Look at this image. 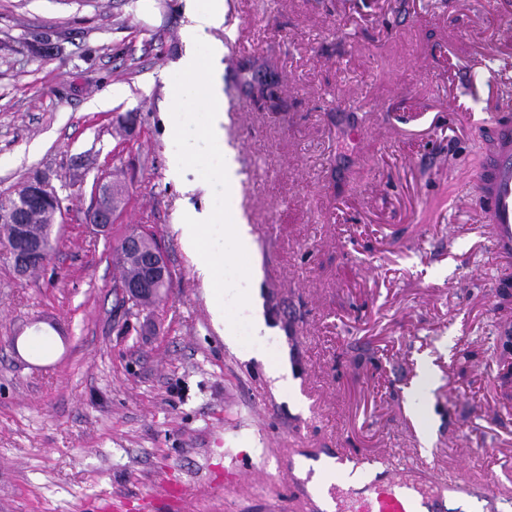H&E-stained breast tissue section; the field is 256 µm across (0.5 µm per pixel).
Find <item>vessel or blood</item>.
Segmentation results:
<instances>
[{"label": "vessel or blood", "mask_w": 512, "mask_h": 512, "mask_svg": "<svg viewBox=\"0 0 512 512\" xmlns=\"http://www.w3.org/2000/svg\"><path fill=\"white\" fill-rule=\"evenodd\" d=\"M491 137L483 144L482 161L478 175L479 194L482 199L481 220L493 228L495 253L503 270L512 269V123L502 121L498 115H489L485 123ZM311 458L320 466L338 470L354 469L362 461L340 454L326 457L307 454L298 449L288 459V472L311 505L312 512H446V494L462 492L458 478L449 477L440 484L428 476L414 472L413 468H388L366 482L352 498L346 497L341 483L323 486L311 485L309 478L300 477L297 465L303 458ZM221 485L200 482L194 495L184 496L177 504L179 512H193L197 499H215L222 495Z\"/></svg>", "instance_id": "b4317fda"}]
</instances>
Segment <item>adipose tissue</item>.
<instances>
[{
	"instance_id": "1",
	"label": "adipose tissue",
	"mask_w": 512,
	"mask_h": 512,
	"mask_svg": "<svg viewBox=\"0 0 512 512\" xmlns=\"http://www.w3.org/2000/svg\"><path fill=\"white\" fill-rule=\"evenodd\" d=\"M186 49L162 77L169 96L161 118L171 141L166 175L179 185L200 178L208 192L201 207L187 206L178 226L184 252L208 297L211 320L225 344L238 347L242 335H267L258 299L259 266L241 214L228 207L241 178L237 153L224 131V42L220 0H185Z\"/></svg>"
}]
</instances>
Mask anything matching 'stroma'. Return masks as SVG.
<instances>
[{"mask_svg":"<svg viewBox=\"0 0 512 512\" xmlns=\"http://www.w3.org/2000/svg\"><path fill=\"white\" fill-rule=\"evenodd\" d=\"M223 2L230 205L270 328L235 350L165 175L161 74L184 48V0H0V195L38 177L63 206L46 273L0 259V512L113 496L143 512L158 481L206 477L224 498L196 512H308L277 464L291 448L422 463L512 499V306L477 188L483 118L512 122V0ZM259 65L273 100L240 89ZM102 176L127 187L106 234L88 221ZM140 226L174 287L129 312L112 250Z\"/></svg>","mask_w":512,"mask_h":512,"instance_id":"35a3bbf8","label":"stroma"}]
</instances>
